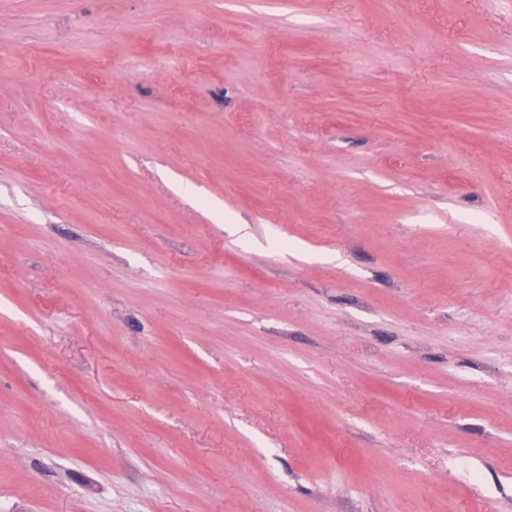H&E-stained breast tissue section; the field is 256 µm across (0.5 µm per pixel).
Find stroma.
I'll use <instances>...</instances> for the list:
<instances>
[{"mask_svg": "<svg viewBox=\"0 0 512 512\" xmlns=\"http://www.w3.org/2000/svg\"><path fill=\"white\" fill-rule=\"evenodd\" d=\"M1 507L512 512V0H0Z\"/></svg>", "mask_w": 512, "mask_h": 512, "instance_id": "35a3bbf8", "label": "stroma"}]
</instances>
